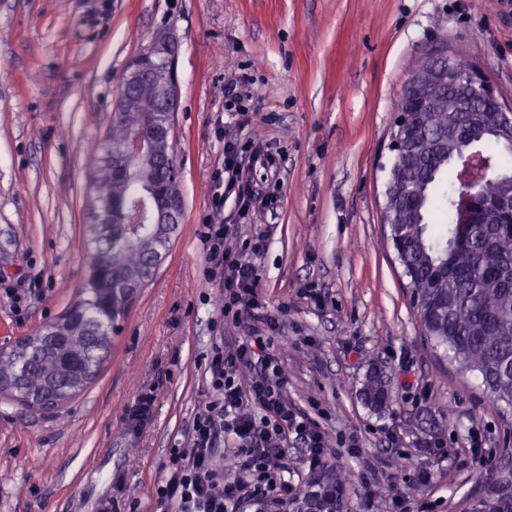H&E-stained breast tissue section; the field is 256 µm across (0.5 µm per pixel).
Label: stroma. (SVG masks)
<instances>
[{"mask_svg": "<svg viewBox=\"0 0 512 512\" xmlns=\"http://www.w3.org/2000/svg\"><path fill=\"white\" fill-rule=\"evenodd\" d=\"M163 31L178 45L180 224L79 397L48 411L0 396V512H156L170 453L206 399L208 356L245 336L223 321L207 273L203 227L217 222L234 246L267 240L255 264L261 299L285 311L274 348L288 400L335 448L325 472L345 482L344 512H466L512 446V416L427 338L384 192L418 59L458 54L512 103V0H0V349L77 300L91 149ZM236 79L250 90L242 138L268 147L250 163L268 206L246 219L234 200L211 202ZM375 368L390 395L381 411L363 395ZM474 433L487 463L470 459Z\"/></svg>", "mask_w": 512, "mask_h": 512, "instance_id": "stroma-1", "label": "stroma"}]
</instances>
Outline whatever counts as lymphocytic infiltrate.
I'll use <instances>...</instances> for the list:
<instances>
[{
    "mask_svg": "<svg viewBox=\"0 0 512 512\" xmlns=\"http://www.w3.org/2000/svg\"><path fill=\"white\" fill-rule=\"evenodd\" d=\"M225 180L212 198L223 208L235 195L249 212L263 194L244 167L238 137L224 135ZM230 227L205 225L203 238L212 276L224 283L219 307L225 320L244 327L246 335L230 347L216 345L207 359L210 399L197 412L186 447L173 449L167 476L155 489L159 512H240L248 502L274 496L292 501L297 483L286 464L289 439L302 442L309 469L323 468L330 456L323 433L288 402L286 377L269 338L279 317L259 297L260 278L253 262L266 248L255 236L241 249L227 246ZM231 453L238 474L228 478L217 463Z\"/></svg>",
    "mask_w": 512,
    "mask_h": 512,
    "instance_id": "f902f5d3",
    "label": "lymphocytic infiltrate"
}]
</instances>
